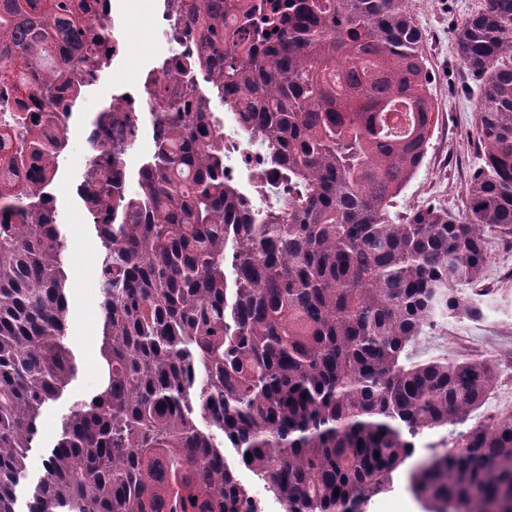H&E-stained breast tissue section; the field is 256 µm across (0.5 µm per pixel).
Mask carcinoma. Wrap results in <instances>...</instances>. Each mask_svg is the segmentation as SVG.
Masks as SVG:
<instances>
[{
	"label": "carcinoma",
	"instance_id": "1",
	"mask_svg": "<svg viewBox=\"0 0 512 512\" xmlns=\"http://www.w3.org/2000/svg\"><path fill=\"white\" fill-rule=\"evenodd\" d=\"M170 9L196 51L175 85L147 77L159 130L137 196L114 137L134 113L115 99L92 122L78 195L101 243L105 381L61 419L29 512H252L226 448L284 512H363L446 429L408 472L424 512H512V411L457 429L494 363L410 354L425 328L482 316L487 238L512 239V0L456 33L482 81L461 214L395 211L433 128L408 0ZM106 43L87 0H0V512L78 372L53 194L66 137L47 129L105 73ZM216 99L276 168L258 224L224 179Z\"/></svg>",
	"mask_w": 512,
	"mask_h": 512
}]
</instances>
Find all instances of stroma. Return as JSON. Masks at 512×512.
Instances as JSON below:
<instances>
[{"label": "stroma", "mask_w": 512, "mask_h": 512, "mask_svg": "<svg viewBox=\"0 0 512 512\" xmlns=\"http://www.w3.org/2000/svg\"><path fill=\"white\" fill-rule=\"evenodd\" d=\"M480 6L481 0L409 2L414 22L424 37L437 124L422 166L397 198L398 210L443 207L458 214L464 209L465 187L480 158L474 128L480 81L460 64L454 33ZM120 34L127 53L107 69L102 81L84 92L77 105L82 117H91L114 94L125 91L129 72L149 70L154 55L164 48L157 24L146 14L135 13L123 19ZM82 176V151L75 145L61 155L54 192L58 221L67 240L63 257L69 304L67 344L77 359L78 374L63 395L49 402L43 412L39 434L27 451V470L16 488L19 512H24L32 486L44 474V461L56 441L61 417L69 413L74 403L96 394L102 384L100 241L76 193ZM486 247L485 283L493 293L483 305V318H449L427 330L411 349L418 360L445 355L495 362L494 388L481 409L473 413L471 420L475 423L512 411V351L498 342L499 337H512V243L492 238Z\"/></svg>", "instance_id": "stroma-1"}]
</instances>
